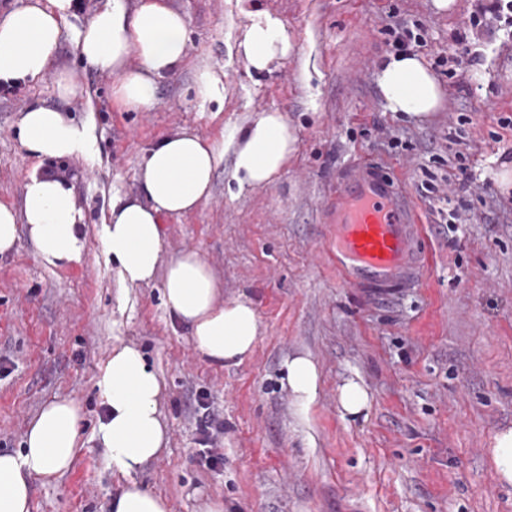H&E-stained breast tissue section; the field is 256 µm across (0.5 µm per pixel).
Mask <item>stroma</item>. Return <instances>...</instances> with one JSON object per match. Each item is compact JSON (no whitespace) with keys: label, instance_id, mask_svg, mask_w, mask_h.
Returning a JSON list of instances; mask_svg holds the SVG:
<instances>
[{"label":"stroma","instance_id":"1","mask_svg":"<svg viewBox=\"0 0 512 512\" xmlns=\"http://www.w3.org/2000/svg\"><path fill=\"white\" fill-rule=\"evenodd\" d=\"M101 2L72 9L56 53L76 94L59 98L48 76L0 96V202L20 205L35 167L63 173L89 236L78 265L43 266L25 237L0 256V452L24 449L45 403L82 407L75 461L31 479L30 512H111L126 479L96 437V382L118 343L136 344L161 381L167 443L135 479L170 512H202L212 499L224 512H512V485L490 456L494 435L512 427V187L499 178L512 168V41L489 24L480 64L457 67L456 37L477 0L442 12L433 0H166L188 22L185 63L160 81L151 109L135 111L74 49ZM244 5L279 17L295 40L271 71H249L236 54ZM396 17L420 25L443 90L423 120L387 111L377 85ZM43 103L92 124L93 159L40 163L22 151L18 118ZM264 110L297 133L281 176L241 190L223 162L206 202L163 221L164 256L198 251L221 283L218 302L246 298L257 311L253 354L220 367L167 312L161 280L120 286L99 234L113 195L136 194L148 148L184 128L220 141ZM362 158L405 177L432 249L423 282L387 301L342 282L322 222L337 178ZM300 352L320 372L305 426L285 368ZM350 378L369 394L355 418L338 400ZM202 395L224 422L215 466L197 422Z\"/></svg>","mask_w":512,"mask_h":512}]
</instances>
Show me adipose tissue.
Listing matches in <instances>:
<instances>
[{
    "instance_id": "ef3b65f1",
    "label": "adipose tissue",
    "mask_w": 512,
    "mask_h": 512,
    "mask_svg": "<svg viewBox=\"0 0 512 512\" xmlns=\"http://www.w3.org/2000/svg\"><path fill=\"white\" fill-rule=\"evenodd\" d=\"M72 0H24L0 15V81L24 82L54 76L57 92L77 91L73 76L54 72ZM239 50L247 67L267 71L287 58L295 43L282 21L252 12ZM187 20L163 0H106L75 40L78 54L95 70L115 76L112 93L122 105L150 109L157 84L175 72L186 55ZM137 57L138 66L128 64ZM377 84L389 111L425 117L437 110L440 85L417 55L392 54L379 63ZM19 142L38 160L90 155L91 128L75 122L51 104L22 112ZM298 149L294 128L278 111L256 113L232 130L223 144L203 141L193 131H177L145 151L134 195L112 199L100 242L126 288L150 283L164 270V304L186 324L197 350L208 361L231 366L250 356L260 335L253 303L237 298L216 306L218 282L205 258L184 250L161 263L162 220L197 209L210 197L213 176L224 157L232 159L238 188L274 182ZM27 233L40 261L60 268L82 262L87 249L84 215L67 181L56 174L32 171L20 205L0 203V255L12 251ZM286 381L296 416L307 420L315 403L320 373L306 355L290 358ZM97 387L106 409L98 437L113 467L129 481L112 501V512H168L166 501L131 481L160 452L165 426L158 410L161 384L133 345L113 347L100 369ZM79 404L61 398L47 402L31 424L25 448L0 453V512H29L32 477L52 478L68 471L79 446Z\"/></svg>"
}]
</instances>
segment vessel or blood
<instances>
[{
	"instance_id": "obj_1",
	"label": "vessel or blood",
	"mask_w": 512,
	"mask_h": 512,
	"mask_svg": "<svg viewBox=\"0 0 512 512\" xmlns=\"http://www.w3.org/2000/svg\"><path fill=\"white\" fill-rule=\"evenodd\" d=\"M331 203L332 253L347 285L384 299L423 279L431 263L426 228L394 171L357 161Z\"/></svg>"
}]
</instances>
